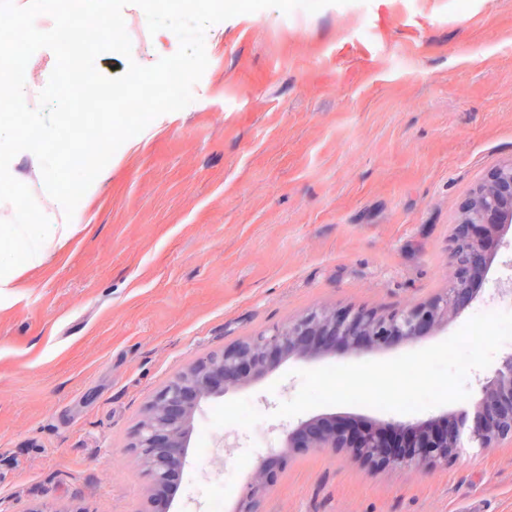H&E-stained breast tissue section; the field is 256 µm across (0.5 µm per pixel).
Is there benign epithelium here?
<instances>
[{
    "label": "benign epithelium",
    "instance_id": "obj_1",
    "mask_svg": "<svg viewBox=\"0 0 512 512\" xmlns=\"http://www.w3.org/2000/svg\"><path fill=\"white\" fill-rule=\"evenodd\" d=\"M511 228L512 161L492 169L465 201L453 228L448 289L441 295L385 316L314 311L200 356L173 376L153 396L131 443L150 480V512H168L159 495L188 463L190 425L204 400L260 380L290 359L386 349L434 334L442 322L472 302V282L493 262L489 236ZM477 385L479 399L471 411L453 410L416 422H368L358 430L332 417H312L291 425L284 445L316 451L348 448L356 459L374 467L446 462L466 445L488 450L512 439V353L504 354L492 374L477 380ZM386 429L415 440L414 454L390 453L382 436ZM286 464L287 456L275 453L253 466L241 491L239 512H264L267 493Z\"/></svg>",
    "mask_w": 512,
    "mask_h": 512
}]
</instances>
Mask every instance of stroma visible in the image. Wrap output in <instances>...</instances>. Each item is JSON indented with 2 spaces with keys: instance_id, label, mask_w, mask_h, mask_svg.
<instances>
[{
  "instance_id": "1",
  "label": "stroma",
  "mask_w": 512,
  "mask_h": 512,
  "mask_svg": "<svg viewBox=\"0 0 512 512\" xmlns=\"http://www.w3.org/2000/svg\"><path fill=\"white\" fill-rule=\"evenodd\" d=\"M131 57L179 48L124 7ZM208 66L183 110L126 141L78 203L74 232L0 286V512H147L131 446L153 395L197 357L311 311L381 314L447 286L451 233L473 188L512 159V0H346L209 27ZM11 174L47 217L31 152ZM477 298L435 335L375 352L293 359L204 401L275 417L300 371L438 344L512 280L495 237ZM266 512H512V441L447 463L374 469L348 452L292 451Z\"/></svg>"
}]
</instances>
